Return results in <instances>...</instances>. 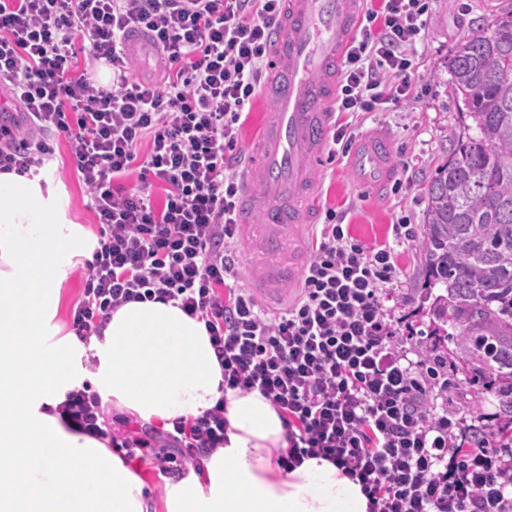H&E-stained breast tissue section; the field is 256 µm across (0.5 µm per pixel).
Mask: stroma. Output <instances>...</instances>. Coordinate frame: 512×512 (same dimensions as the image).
Returning a JSON list of instances; mask_svg holds the SVG:
<instances>
[{
  "mask_svg": "<svg viewBox=\"0 0 512 512\" xmlns=\"http://www.w3.org/2000/svg\"><path fill=\"white\" fill-rule=\"evenodd\" d=\"M512 11V0H429L427 25L418 41L413 84L414 99L381 112L363 116L357 136L381 128L394 144L392 177L388 189L375 199L358 189L346 169L345 154L323 159L318 172L321 210L343 215L354 238L366 245L392 240L393 226L400 222L423 230L427 206L426 190L456 147L459 138L474 134V123L463 112V104L450 87L448 59L456 44L477 32L487 31L499 14ZM43 178L61 187L68 198L67 216L79 224L84 235L97 240L101 226L89 206L86 190L76 172L65 137H58L52 160L42 169ZM398 278L391 300L386 301L388 319L412 360L430 357L424 334L430 325L422 307L420 290L426 281L417 246L397 250ZM443 405L449 413L493 419L499 401L469 383L465 372L448 371V397ZM106 426L116 435H138L156 446L177 452V444L160 426L141 425L134 417L109 410Z\"/></svg>",
  "mask_w": 512,
  "mask_h": 512,
  "instance_id": "stroma-1",
  "label": "stroma"
}]
</instances>
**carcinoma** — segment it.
I'll return each mask as SVG.
<instances>
[{"label": "carcinoma", "mask_w": 512, "mask_h": 512, "mask_svg": "<svg viewBox=\"0 0 512 512\" xmlns=\"http://www.w3.org/2000/svg\"><path fill=\"white\" fill-rule=\"evenodd\" d=\"M451 89L476 135L458 144L427 192L419 250L435 359L458 360L512 420V12L462 39Z\"/></svg>", "instance_id": "carcinoma-1"}]
</instances>
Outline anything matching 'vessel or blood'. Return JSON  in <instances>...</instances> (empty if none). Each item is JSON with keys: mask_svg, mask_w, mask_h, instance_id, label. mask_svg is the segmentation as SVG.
<instances>
[{"mask_svg": "<svg viewBox=\"0 0 512 512\" xmlns=\"http://www.w3.org/2000/svg\"><path fill=\"white\" fill-rule=\"evenodd\" d=\"M361 19V0H287L275 28L272 74L264 94L274 104L250 152L238 220L246 230L243 253L269 254L251 277L270 306L287 303L304 271L303 230L317 216V171L332 128L336 81ZM356 184L376 196L392 170V144L384 133L361 138L348 154ZM263 187L253 196L251 185Z\"/></svg>", "mask_w": 512, "mask_h": 512, "instance_id": "obj_1", "label": "vessel or blood"}]
</instances>
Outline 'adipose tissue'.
I'll return each mask as SVG.
<instances>
[{
  "instance_id": "obj_1",
  "label": "adipose tissue",
  "mask_w": 512,
  "mask_h": 512,
  "mask_svg": "<svg viewBox=\"0 0 512 512\" xmlns=\"http://www.w3.org/2000/svg\"><path fill=\"white\" fill-rule=\"evenodd\" d=\"M91 255L57 188L0 174V512H153L124 460L62 421L59 405L86 386L144 425L223 403V448L170 484L167 512H367L332 462L280 469L279 414L259 391L225 389L204 322L177 305L127 303L87 344L62 333L60 276Z\"/></svg>"
}]
</instances>
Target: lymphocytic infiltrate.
Segmentation results:
<instances>
[{
    "instance_id": "1",
    "label": "lymphocytic infiltrate",
    "mask_w": 512,
    "mask_h": 512,
    "mask_svg": "<svg viewBox=\"0 0 512 512\" xmlns=\"http://www.w3.org/2000/svg\"><path fill=\"white\" fill-rule=\"evenodd\" d=\"M285 0H0V86L23 108L0 113V173L39 172L54 136L69 142L101 226L86 261L72 327L90 340L127 303L174 301L204 321L224 385L259 390L283 419L281 469L326 459L359 482L368 512H512V445L437 410L435 369L409 359L386 318L393 244L352 238L327 211L297 299L274 317L234 259L242 174L234 165L243 117L270 73ZM348 47L331 141L348 143L359 114L409 97L411 51L426 0H380ZM139 34L165 72L138 77ZM112 67L96 84L78 54ZM141 185L126 188L131 171ZM165 184L154 200L148 177ZM74 431L109 436L97 393L68 394ZM223 404L174 420L180 457L222 448Z\"/></svg>"
}]
</instances>
